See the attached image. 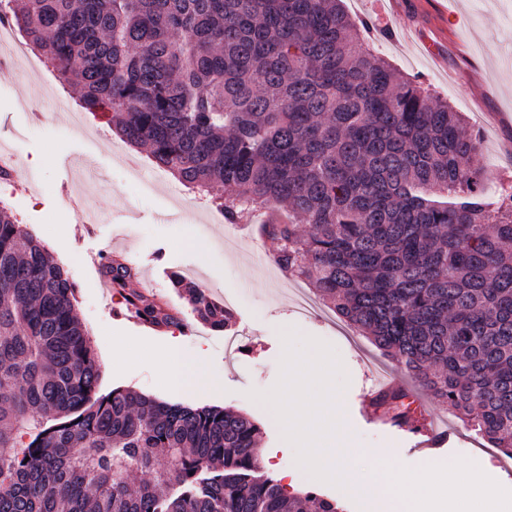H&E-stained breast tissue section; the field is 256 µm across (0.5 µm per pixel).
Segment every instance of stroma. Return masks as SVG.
Instances as JSON below:
<instances>
[{
    "label": "stroma",
    "mask_w": 512,
    "mask_h": 512,
    "mask_svg": "<svg viewBox=\"0 0 512 512\" xmlns=\"http://www.w3.org/2000/svg\"><path fill=\"white\" fill-rule=\"evenodd\" d=\"M355 21L368 22L366 38L379 56L403 75L419 79L466 119L481 139L473 164L486 174V201L512 186V0H343ZM0 151L28 170L22 191L0 183V200L64 266L75 285V314L90 332L100 367L98 395L121 388L193 408L218 406L249 414L261 429L260 470L270 477L296 470L295 451L267 405L250 398L278 380L281 332L333 345L348 376L342 418L359 453V477L388 463L419 468L459 458L492 469L512 489V458L493 453L445 403L428 396L402 365L378 351L324 301L307 316L296 306L309 292L302 280L272 262L275 240L260 230L253 213L227 223L209 198L188 192L158 168L147 150L128 146L115 131L79 105L75 88L47 68L26 60L0 64ZM121 259L134 273V288L154 296L179 317L158 329L128 309L123 293L103 276L104 256ZM196 282L233 315L215 332L200 324L191 302L170 287L172 273ZM245 337L244 351H227L229 337ZM191 357L204 353L217 388L171 392L157 360L169 349ZM384 371L424 397L430 414L447 420L450 438L422 447L421 433L398 426L371 405L374 373Z\"/></svg>",
    "instance_id": "1"
}]
</instances>
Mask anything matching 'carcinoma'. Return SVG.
Instances as JSON below:
<instances>
[{
	"instance_id": "carcinoma-1",
	"label": "carcinoma",
	"mask_w": 512,
	"mask_h": 512,
	"mask_svg": "<svg viewBox=\"0 0 512 512\" xmlns=\"http://www.w3.org/2000/svg\"><path fill=\"white\" fill-rule=\"evenodd\" d=\"M8 2L81 107L228 223L288 204V223L262 225L278 268L512 454V207L483 200L463 114L361 48L342 0ZM103 270L144 323L177 321L126 264ZM171 286L200 323H231L193 281ZM74 290L1 203L0 512H339L256 475L259 427L242 413L123 389L92 400ZM406 400L393 387L372 404L403 425Z\"/></svg>"
}]
</instances>
